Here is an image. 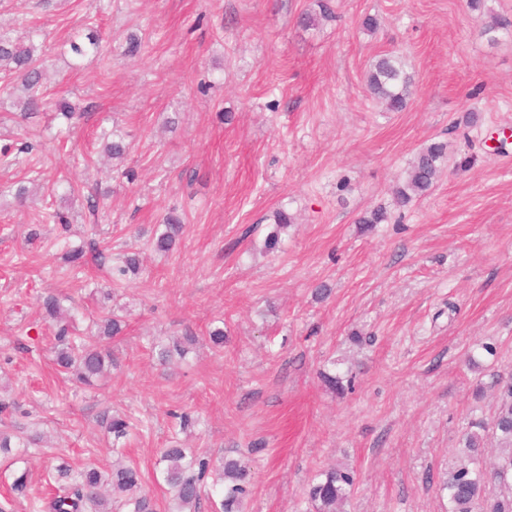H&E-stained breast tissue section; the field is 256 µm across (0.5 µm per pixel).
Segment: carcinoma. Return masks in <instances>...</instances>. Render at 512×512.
I'll use <instances>...</instances> for the list:
<instances>
[{"mask_svg": "<svg viewBox=\"0 0 512 512\" xmlns=\"http://www.w3.org/2000/svg\"><path fill=\"white\" fill-rule=\"evenodd\" d=\"M71 52L83 57L99 48L98 40L90 36L88 43L79 41V35L70 37ZM0 68L14 75L28 93L26 110L40 111L42 100L38 92L43 80V69L31 43L17 41L0 34ZM367 86L374 98L391 112H401L411 95L412 76L407 71L403 56L387 53L369 69ZM447 159V145L433 142L421 149L414 158L406 178L396 190L397 203L405 206L424 195L433 185ZM183 231L181 218L171 212L163 218L150 240L152 249L160 254L173 250ZM141 263L139 253L131 251L123 256L122 264L113 271L120 279L137 274ZM44 313L55 321L52 352L54 363L62 373L84 385L92 386L112 369L110 340L122 332L123 320L115 314L102 316L98 340L91 342L75 335L74 316L63 305L62 298L48 292L40 297ZM196 337L185 334L183 339L159 349V359L166 363L173 355L184 356ZM499 386V404L492 422V434L497 439L499 452L491 465L484 462V426L473 422L463 435L464 459L448 469L442 477L439 490L448 498V512H512V378L496 381ZM101 426L112 434L113 444L127 438L128 418L108 411L101 415ZM41 435H13L0 430V455L16 462L24 461L25 454L39 444ZM160 475L172 493L168 512H199L202 484L214 470L212 459L171 445L162 449L158 460ZM56 485L51 497L35 506L36 512H157L153 498L140 491L142 475L133 464L116 463L109 471L94 466L76 470L61 457L50 468ZM247 473L240 461L226 458L219 464V477L214 483L219 502L217 512H242L250 494ZM508 494L492 497L488 494L489 478ZM355 485V476L347 468L330 467L321 471L306 492L313 512H344V506ZM30 487V473L24 468L13 475L11 491L23 495Z\"/></svg>", "mask_w": 512, "mask_h": 512, "instance_id": "cac0c4a2", "label": "carcinoma"}]
</instances>
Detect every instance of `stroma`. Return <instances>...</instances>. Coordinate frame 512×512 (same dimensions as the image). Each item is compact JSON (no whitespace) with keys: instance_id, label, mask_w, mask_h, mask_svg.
I'll return each mask as SVG.
<instances>
[{"instance_id":"1","label":"stroma","mask_w":512,"mask_h":512,"mask_svg":"<svg viewBox=\"0 0 512 512\" xmlns=\"http://www.w3.org/2000/svg\"><path fill=\"white\" fill-rule=\"evenodd\" d=\"M304 12L316 26L299 25ZM0 30L33 39L46 70V106L30 116L0 74V145L30 147L0 162V397L22 406L0 428L44 437L13 512L46 494L54 457L111 465L107 409L128 417L120 456L162 510L157 460L174 439L247 465L244 512H307L308 483L333 465L356 477L345 512H446L438 479L468 424L491 421L493 373H512V143L496 140L512 129V0L481 12L468 0H0ZM75 33L97 34L101 52L75 59ZM132 35L142 47L130 57ZM388 52L413 78L400 112L366 85ZM61 101L80 114L74 128ZM105 133L130 142L125 159L107 157ZM439 141L441 176L399 206L410 162ZM20 181L23 207L10 191ZM281 208L294 222L280 232ZM375 208L388 219L364 230ZM56 209L69 232L42 222ZM171 212L185 224L177 246L148 250ZM76 247L77 275L63 260ZM127 250L143 266L113 283ZM47 292L66 298L82 336L104 312L123 316L94 386L56 372ZM188 332L186 357L160 364L154 344ZM326 373L353 388L332 391ZM175 411L193 425L175 430Z\"/></svg>"}]
</instances>
